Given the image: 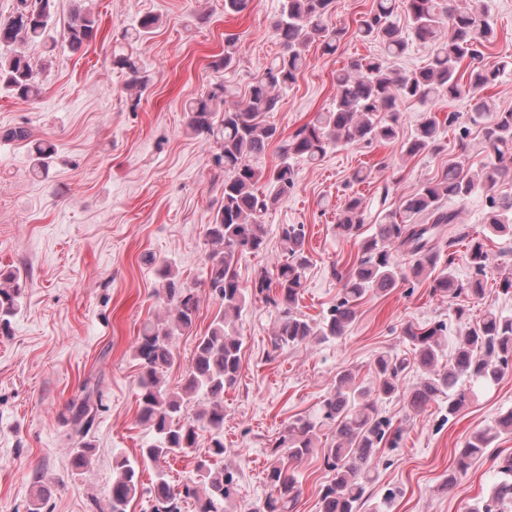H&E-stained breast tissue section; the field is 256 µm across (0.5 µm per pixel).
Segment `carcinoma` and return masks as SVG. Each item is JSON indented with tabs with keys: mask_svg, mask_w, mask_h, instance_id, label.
Instances as JSON below:
<instances>
[{
	"mask_svg": "<svg viewBox=\"0 0 512 512\" xmlns=\"http://www.w3.org/2000/svg\"><path fill=\"white\" fill-rule=\"evenodd\" d=\"M404 6L409 25L402 28L391 21ZM55 0H16L12 14L0 20V47L19 42L48 43L53 39L50 23ZM335 0H284L274 23L282 51L266 63L247 93L233 107H225L227 86L215 83L204 94L184 105L188 127L194 134L215 144V166L224 172L221 201L205 228L211 249L205 255L204 279L209 295L220 308L207 331L195 337L190 364L182 382L166 386L165 373L178 360L176 341L189 334L199 307L197 289L180 282L172 267L156 268L155 296L166 308L162 323L143 324L134 346L140 366L137 402L139 421L154 434L140 449L145 463L158 469L147 488L151 512H182L191 499L195 512H232L238 495V473L220 466L224 456V392L233 387L241 373L242 337L237 321L248 301L260 299L273 307L279 320L271 345L273 350L295 347L311 341L325 342L342 337L357 316L356 302L370 292L382 293L399 281L434 275L432 293L450 300L461 295L485 294L482 276L489 261L485 239L488 235L512 234V196L498 195L495 188L508 173L505 162L512 159V110L492 112L482 93L502 77L512 74V57L493 59L489 49L497 38L495 23L484 0H373L371 8L357 21L356 36L376 42L381 53L351 58L335 79L334 108L284 138L265 117L278 110L306 66L308 47L319 44L325 54L335 53L348 30L332 27L329 21ZM160 19L151 13L125 29L112 46V67L126 77L125 89L131 111H136L150 88V77L141 65L138 47L151 38ZM98 19L82 8L73 11L65 41L73 51L96 37ZM428 51V63L402 72L397 61L414 47ZM238 38H224V52L215 66L228 72L240 59ZM0 90L25 102L38 99L43 87L29 58L21 52L0 55ZM467 96L474 101L473 112L483 122V149L488 162L467 170L449 165L439 177L423 183L399 202L392 220L372 227L361 241V257L342 280V297L318 322L299 311L309 261L305 255L303 225L282 228L280 248L284 260L272 275L262 271L245 287L237 267L248 254L263 252L267 230L263 216L288 199L295 186L294 162L321 160L332 148L346 145L390 144L402 141L401 151L412 157L435 151L441 140L440 124L430 109L437 99ZM413 101L424 111L405 138H400V104ZM6 140L30 145L32 173H46L54 152L48 141H33L29 130L15 126L0 133ZM278 143L280 163L264 171L253 164L270 144ZM264 182L265 191L257 184ZM478 191L486 193L487 233L470 237L465 251L475 277L463 283L454 274L459 238L446 235L449 224L458 223V212L446 206L450 200L463 202ZM364 197H345L334 229L341 237H352L365 223ZM407 249L414 261L399 267L397 248ZM448 258H441L443 249ZM23 290L16 276L0 277V336L12 330L19 313ZM447 326L437 323L415 331L407 329L414 345L413 363L424 376L409 389L400 384L407 359L392 355L377 357L374 370L377 387L366 391L353 383L351 374L336 375L332 390L323 399L316 419L298 418L271 444V461L265 482L269 493L255 512H294L300 490L290 464L309 456L319 441L321 427H334L323 464L332 478L322 491L319 512H361L372 482V464L380 447L394 442L398 432L390 420L379 415V400L403 397L415 413L448 395V416H456L466 405L473 387L495 382L512 367V317L493 311L468 327L454 344L448 365H440L445 351ZM202 396L207 404L189 414L188 405ZM71 421L77 431L91 423V396L70 404ZM212 433L208 454L197 458L193 476L174 484L161 472L163 465L178 456L195 453L201 433ZM512 433V410L500 416L488 429L465 440L456 465L448 469L444 488L450 490L469 466L483 458L491 443ZM497 481L487 498L476 502L469 512H509L512 509V454L495 455ZM140 489L139 465L123 458L115 462L109 491V512H127Z\"/></svg>",
	"mask_w": 512,
	"mask_h": 512,
	"instance_id": "obj_1",
	"label": "carcinoma"
}]
</instances>
